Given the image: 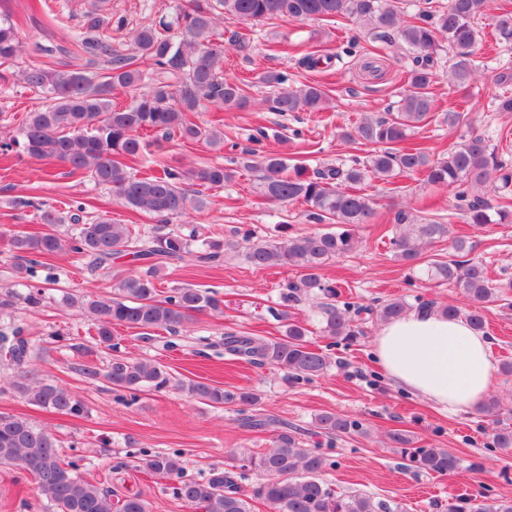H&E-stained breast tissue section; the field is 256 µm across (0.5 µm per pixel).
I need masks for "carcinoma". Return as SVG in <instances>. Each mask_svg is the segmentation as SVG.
<instances>
[{
  "label": "carcinoma",
  "instance_id": "1",
  "mask_svg": "<svg viewBox=\"0 0 512 512\" xmlns=\"http://www.w3.org/2000/svg\"><path fill=\"white\" fill-rule=\"evenodd\" d=\"M400 0H182L175 16L153 18L133 34L136 53L125 43L106 35L121 33L128 23L122 17L93 16L75 34L77 51L91 62L106 58L102 72L62 71L52 65L29 67L19 74L27 88L44 96L42 108L30 113L19 135L0 136V152H23L31 157L61 164L73 175H88L107 187L126 207L154 217H177L189 207L201 210L205 203L188 195L187 186L222 187L233 181L237 170L222 164H206L188 170L161 166L143 141L144 132H161L183 141L207 140L224 143V132L203 128L190 114L213 107L224 110L246 107L245 81L224 77V50L213 42L215 11L224 17L248 24L261 20L309 19L348 16L357 19L388 41L400 39L414 54L408 71V91L401 97L397 112L388 117H365L345 136L361 144L376 146L368 157H352L341 166L328 165L309 171L303 165H288V159L251 149L239 158L244 169L259 168L261 190L271 203L301 202L307 206V221L333 228L310 234L286 232L260 237L255 231H237L238 240L203 236L195 227H156L143 232L133 224H116L112 219L86 216L85 203L70 205L69 217L41 210L47 229L38 234L11 233L10 252L16 262L14 277L26 288L24 303L33 310L43 306L46 285L55 280L39 272L52 269L49 260L65 253L88 259L92 270L103 268L119 255L146 261L147 268L120 279L110 297L92 299L72 294L62 302L88 318L95 340L112 350V359L102 371L86 365L83 373L110 384L114 399L130 405L138 394L177 387L206 404L223 406L239 415L241 427L273 429L272 446L264 451L239 453L241 468L262 476L252 495L245 494L240 475L228 470L202 482L186 477L179 452L148 454L142 463L155 476L173 482L176 499L196 512H252L251 500L259 499L271 512H403L401 506L384 497L367 493H339L321 478L335 461L314 448L303 447L298 428L256 412L257 395L243 387L211 386L192 379L174 380L166 366L120 354L121 339L114 327L139 329L144 335L164 330L171 335L198 314H220V301L209 292L190 287L160 292L155 276L159 260H182L217 264L229 249H244L248 262L257 269L293 266L296 281L287 282L281 292L284 322L282 337L266 341L238 332L224 333V355L258 366H269L288 382L310 380L332 365L330 353L309 343L310 330L295 320L289 308L301 294L320 295L317 309L322 332L335 342L351 341L363 334L369 322L397 319L413 306L433 307L435 302L416 298L412 305L394 298L363 306L340 300L337 285L325 280L323 269L329 261L353 252L356 230L376 219L373 198L362 192L369 179L392 183L398 177L423 176L433 186L454 193L456 208L477 228L487 224H512V164L497 154L483 134L469 133L448 149V155L432 158L422 147L408 146L411 129L429 118L434 110L430 86L436 77L441 41L448 44V78L459 90L468 87L475 73L474 54L481 35L475 26L485 0H448L438 9L433 0H415L412 20L401 16ZM498 39L512 43V10L495 17ZM16 26L0 19V79L22 51ZM272 91L275 112H321L326 109L325 91L316 84L285 86L287 78L268 71L261 77ZM120 90L130 97L122 106L112 102ZM490 187L503 202L497 206L480 193ZM68 222L70 233L62 236L55 227ZM395 234L389 244L396 257L410 265L419 260L423 248L450 241L453 258L436 260L425 270L427 278L459 289L471 302L467 312L448 304L440 311L448 317H466L473 329L484 332L493 303L512 296V278L491 282L483 264L470 258L471 243L462 237L449 238V227L436 220L418 218L411 212L395 211ZM34 343L24 324L13 322L0 329V353L18 369L11 390L29 404L71 416L84 412L72 393L36 379L23 369ZM317 432L333 440L362 432V425L342 415L325 412L313 422ZM391 447L400 451L407 469L416 473L451 475L462 469L460 458L447 448H418L410 435L395 430L388 435ZM61 444L44 428L23 416H0V466L11 467L29 476L38 493L52 503L55 512H147V502L139 494L112 500V492L85 479L75 460L60 454ZM449 512H512V499L490 502L462 498Z\"/></svg>",
  "mask_w": 512,
  "mask_h": 512
}]
</instances>
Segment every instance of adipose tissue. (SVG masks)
Instances as JSON below:
<instances>
[{
	"label": "adipose tissue",
	"instance_id": "1",
	"mask_svg": "<svg viewBox=\"0 0 512 512\" xmlns=\"http://www.w3.org/2000/svg\"><path fill=\"white\" fill-rule=\"evenodd\" d=\"M490 340L463 318L412 309L387 322L374 340L389 383L451 413L481 404L493 387Z\"/></svg>",
	"mask_w": 512,
	"mask_h": 512
}]
</instances>
